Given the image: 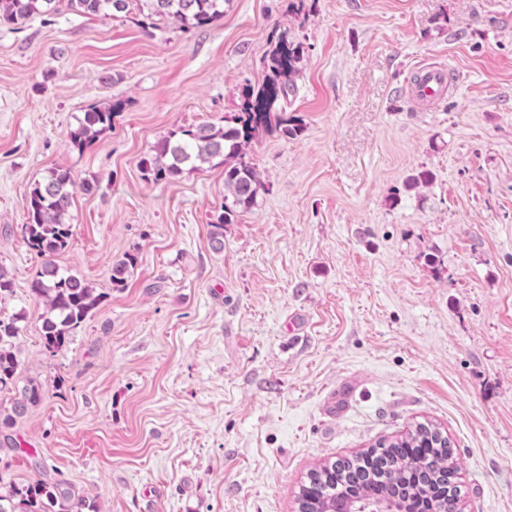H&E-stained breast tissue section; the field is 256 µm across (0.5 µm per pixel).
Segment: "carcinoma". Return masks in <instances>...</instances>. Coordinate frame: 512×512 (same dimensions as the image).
<instances>
[{"label":"carcinoma","mask_w":512,"mask_h":512,"mask_svg":"<svg viewBox=\"0 0 512 512\" xmlns=\"http://www.w3.org/2000/svg\"><path fill=\"white\" fill-rule=\"evenodd\" d=\"M77 14L114 15L135 4L139 24L148 31L161 22L183 29L199 28L224 19L229 0H0V24L21 25L37 15L60 11V3ZM303 44L283 34L266 55V80L246 86L237 110L224 116L223 123L200 122L173 129L152 148L141 162L145 179L155 183L179 176L185 168L224 166V211L210 224V245L224 248V226L236 223L240 214L257 205L265 190L260 174L249 157V149L262 135L278 132L286 138L299 136L302 120L288 116L280 101L294 92V77L303 58ZM122 107L110 103L91 107L70 129L73 147L84 150L112 126V116ZM78 185L72 172L51 168L26 196L27 223L23 237L37 256L43 258L30 284L33 299L42 307L39 316L43 346L51 355L66 348L79 327L106 298L80 277L63 271L54 257L71 243L69 213ZM138 262L127 252L113 263L112 288L120 290ZM20 332L17 318L0 319V394L10 395V412L0 409V429L12 426L15 418L41 399V386L33 381L18 385L19 363L11 339ZM458 467L448 435L425 420L404 434L380 440L370 451L354 458H341L314 469L302 485L299 512H457V489H448L445 476ZM86 499L75 494L64 481L36 478L0 491V512H84Z\"/></svg>","instance_id":"obj_1"}]
</instances>
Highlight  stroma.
I'll return each mask as SVG.
<instances>
[{"instance_id": "35a3bbf8", "label": "stroma", "mask_w": 512, "mask_h": 512, "mask_svg": "<svg viewBox=\"0 0 512 512\" xmlns=\"http://www.w3.org/2000/svg\"><path fill=\"white\" fill-rule=\"evenodd\" d=\"M292 2L230 0L186 31L133 12L0 25V318H19V379L42 386L0 431V485L42 473L91 512H296L311 469L427 419L460 512H512V0ZM282 33L305 47L286 104L304 130L253 144L266 189L217 252L223 166L154 183L141 161L235 111ZM431 63L458 84L414 103ZM109 101L111 129L73 149ZM55 166L92 186L56 261L106 299L52 356L22 226ZM421 170L430 185L405 191ZM122 107L121 103H110L102 107H91L78 118L77 124L70 129L69 139L78 151H83L105 130L112 126V116ZM138 262L134 252H126L121 259L113 263L110 281L114 290H121L127 285L128 278Z\"/></svg>"}]
</instances>
